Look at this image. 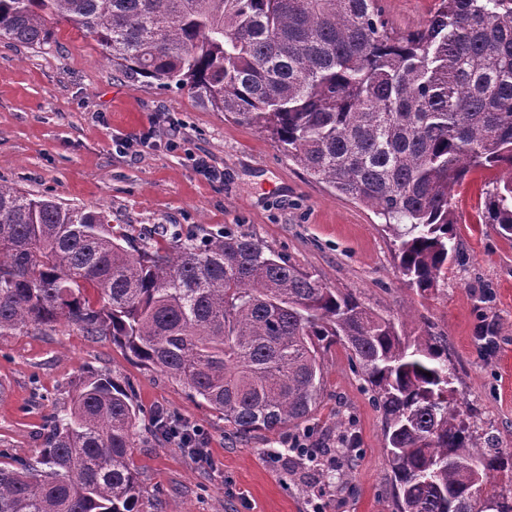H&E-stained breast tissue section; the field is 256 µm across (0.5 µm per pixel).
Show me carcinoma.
I'll use <instances>...</instances> for the list:
<instances>
[{
	"label": "carcinoma",
	"mask_w": 512,
	"mask_h": 512,
	"mask_svg": "<svg viewBox=\"0 0 512 512\" xmlns=\"http://www.w3.org/2000/svg\"><path fill=\"white\" fill-rule=\"evenodd\" d=\"M59 21L94 35L116 70L267 131L311 176L375 208L421 297L458 254L451 191L473 171L507 169L483 223L512 241V0H440L403 32L380 0H0L1 39L42 49ZM122 240L105 210L0 180V337L64 319L174 378L239 437L292 425L308 442L321 354L340 343L383 413L397 512H512V495L482 497L512 471V448L479 449L442 337L408 332L227 225ZM142 413L110 375L79 380L35 462L0 451V512H140ZM354 448L294 446L290 463L329 481Z\"/></svg>",
	"instance_id": "1"
}]
</instances>
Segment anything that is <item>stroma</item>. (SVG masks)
I'll list each match as a JSON object with an SVG mask.
<instances>
[{"instance_id": "35a3bbf8", "label": "stroma", "mask_w": 512, "mask_h": 512, "mask_svg": "<svg viewBox=\"0 0 512 512\" xmlns=\"http://www.w3.org/2000/svg\"><path fill=\"white\" fill-rule=\"evenodd\" d=\"M438 0H384L398 30L424 24ZM204 160L215 177L196 166ZM497 169L470 174L453 191L459 256L418 296L404 283L393 237L374 210L311 177L266 132L237 123L184 90L117 74L97 40L54 26V43L29 48L0 39V179L34 195L109 210L114 233L139 240L163 224L197 235L236 225L328 287L364 306L430 328L448 341L458 402L483 448H512V241L483 223ZM317 444L356 448L322 485L316 471L291 473L276 456L294 429L235 439L223 418L146 368L108 336L60 322L47 333L0 338V446L37 455L45 419L70 403L90 372L130 383L144 412L132 457L147 494L141 512H396L383 414L350 352L323 356ZM196 425L219 464L211 473L176 444L158 442L156 409Z\"/></svg>"}]
</instances>
